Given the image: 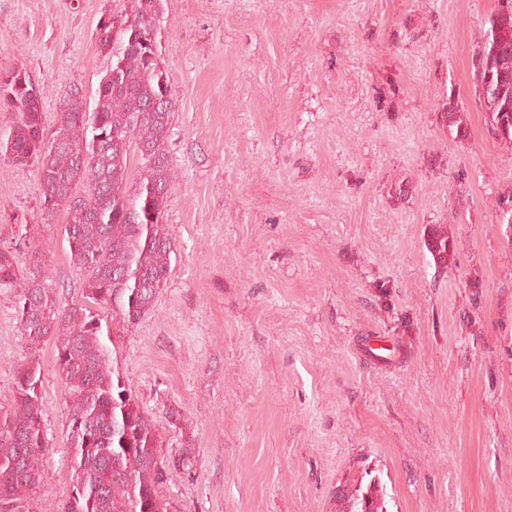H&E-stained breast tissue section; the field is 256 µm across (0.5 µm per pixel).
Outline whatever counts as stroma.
Here are the masks:
<instances>
[{
    "mask_svg": "<svg viewBox=\"0 0 512 512\" xmlns=\"http://www.w3.org/2000/svg\"><path fill=\"white\" fill-rule=\"evenodd\" d=\"M113 0H0V73L93 99ZM497 0H164L174 107L176 245L155 308L117 340L159 429L196 440L174 512H340L378 480L388 512H512V143L472 92ZM462 101L465 140L443 122ZM36 167L0 157V243L48 251L55 294L80 299ZM447 233V263L426 244ZM375 347L367 355L366 347ZM43 367L53 492L70 482L65 387L52 342L30 349L0 290V402Z\"/></svg>",
    "mask_w": 512,
    "mask_h": 512,
    "instance_id": "35a3bbf8",
    "label": "stroma"
}]
</instances>
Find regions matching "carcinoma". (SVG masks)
Instances as JSON below:
<instances>
[{"label":"carcinoma","mask_w":512,"mask_h":512,"mask_svg":"<svg viewBox=\"0 0 512 512\" xmlns=\"http://www.w3.org/2000/svg\"><path fill=\"white\" fill-rule=\"evenodd\" d=\"M163 23V0H117L107 23L96 25L97 48L111 62L93 109L80 111L70 92L51 128L45 89L27 72L11 71L13 81L0 88V112L14 116L0 154L37 167L43 214L66 207L64 239L83 277L81 300L62 304L46 249L22 236L0 245V289L15 293L21 335L32 348L53 341L67 390L71 478L60 512H170L162 486L193 469L195 439L183 415L167 411L179 443L161 455L156 422L122 380L116 343L102 324L106 313L130 331L149 315L176 255L165 224L176 174L168 152L174 103L158 47ZM487 24L472 56L474 95L492 135L511 142L512 0H498ZM152 99L169 108L148 111ZM462 111L448 99L445 124L460 140L467 137ZM427 248L448 262V236L432 234ZM41 385L39 362L27 360L0 407V512H29L45 486ZM377 485L356 489L342 512H386Z\"/></svg>","instance_id":"1"}]
</instances>
